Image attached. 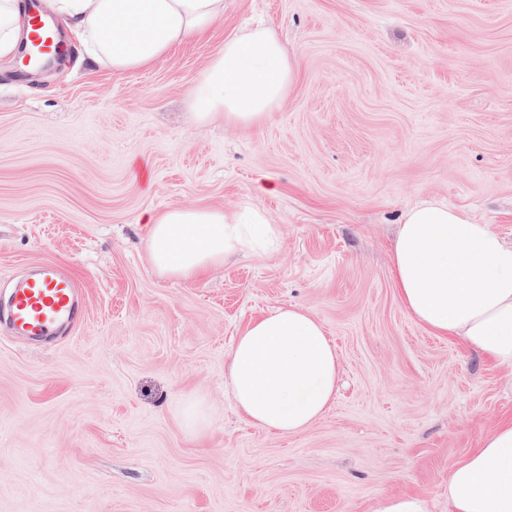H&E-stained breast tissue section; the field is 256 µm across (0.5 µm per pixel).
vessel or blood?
<instances>
[{"mask_svg": "<svg viewBox=\"0 0 512 512\" xmlns=\"http://www.w3.org/2000/svg\"><path fill=\"white\" fill-rule=\"evenodd\" d=\"M60 49L51 25L38 14H31L26 43L29 61ZM82 312L74 280L57 264L43 263L12 291L8 317L18 333L43 337L54 335L62 324L75 323Z\"/></svg>", "mask_w": 512, "mask_h": 512, "instance_id": "vessel-or-blood-1", "label": "vessel or blood"}]
</instances>
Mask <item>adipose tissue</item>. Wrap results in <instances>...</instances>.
<instances>
[{
  "instance_id": "ef3b65f1",
  "label": "adipose tissue",
  "mask_w": 512,
  "mask_h": 512,
  "mask_svg": "<svg viewBox=\"0 0 512 512\" xmlns=\"http://www.w3.org/2000/svg\"><path fill=\"white\" fill-rule=\"evenodd\" d=\"M84 54L115 72L155 64L224 18V0H51ZM296 64L275 30L258 25L225 39L188 92L194 119L223 116L250 129L276 111ZM155 268L191 281L235 251L278 234L264 213L177 206L146 216ZM396 285L411 317L438 336L512 367V243L463 210L428 199L406 210L392 250ZM227 386L253 424L290 435L334 398L336 350L310 312L279 309L242 330ZM448 512H512V421L484 436L448 471Z\"/></svg>"
}]
</instances>
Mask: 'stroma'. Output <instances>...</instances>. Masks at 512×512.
<instances>
[{"instance_id": "stroma-1", "label": "stroma", "mask_w": 512, "mask_h": 512, "mask_svg": "<svg viewBox=\"0 0 512 512\" xmlns=\"http://www.w3.org/2000/svg\"><path fill=\"white\" fill-rule=\"evenodd\" d=\"M259 18L297 63L283 104L256 129L195 122L189 89ZM65 43L47 76L0 60V303L43 262L86 303L50 343L0 317V512H448L449 467L512 419V368L414 321L390 254L428 198L512 242V0H224L205 38L126 72ZM187 205L254 206L280 235L166 277L144 216ZM288 306L323 324L339 382L281 435L239 413L225 362ZM374 512H430L428 502L418 496L400 495L380 498Z\"/></svg>"}]
</instances>
